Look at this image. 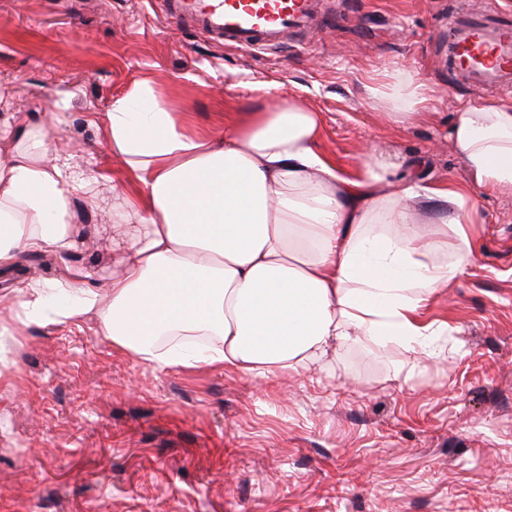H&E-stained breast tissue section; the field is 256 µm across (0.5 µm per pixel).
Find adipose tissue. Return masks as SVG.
<instances>
[{
    "instance_id": "adipose-tissue-1",
    "label": "adipose tissue",
    "mask_w": 512,
    "mask_h": 512,
    "mask_svg": "<svg viewBox=\"0 0 512 512\" xmlns=\"http://www.w3.org/2000/svg\"><path fill=\"white\" fill-rule=\"evenodd\" d=\"M322 120L299 99L253 112L223 135L191 131L148 84L112 103L105 137L140 184L118 190L104 288L33 280L15 295L9 333L95 318L101 336L156 367L220 366L266 376L328 366L346 345L400 343L410 370L439 356L448 329L420 310L447 291L480 222L456 185L430 187L369 159L344 175L318 151ZM477 185L512 191V103L459 108L448 129ZM90 177L36 127L0 154V268L25 254L66 258L80 241L73 197L96 207ZM436 203L449 257L418 231ZM211 337L200 353L159 351L157 337Z\"/></svg>"
}]
</instances>
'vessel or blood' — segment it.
I'll return each instance as SVG.
<instances>
[{
    "label": "vessel or blood",
    "mask_w": 512,
    "mask_h": 512,
    "mask_svg": "<svg viewBox=\"0 0 512 512\" xmlns=\"http://www.w3.org/2000/svg\"><path fill=\"white\" fill-rule=\"evenodd\" d=\"M165 16L188 20L225 45L274 48L285 35L302 33L316 21L331 25L321 0H163ZM456 65L476 84L512 95V23L487 27L476 18L455 29Z\"/></svg>",
    "instance_id": "vessel-or-blood-1"
}]
</instances>
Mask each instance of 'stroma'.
Returning <instances> with one entry per match:
<instances>
[{
	"mask_svg": "<svg viewBox=\"0 0 512 512\" xmlns=\"http://www.w3.org/2000/svg\"><path fill=\"white\" fill-rule=\"evenodd\" d=\"M483 0H328L333 27L245 51L157 0H0V93L21 126L97 174L98 209L72 201L90 248L0 273V298L30 278L120 272L111 180L136 191L102 126L146 82L198 132L298 97L320 112L319 149L357 174L367 150L432 186L466 184L481 212L473 258L423 309L447 323L443 357L406 374L397 344L340 350L321 371L268 380L199 365L158 369L95 324L8 338L0 370V512H512V193L472 185L448 137L476 91L446 65L448 18ZM422 84L414 112L384 96Z\"/></svg>",
	"mask_w": 512,
	"mask_h": 512,
	"instance_id": "35a3bbf8",
	"label": "stroma"
}]
</instances>
